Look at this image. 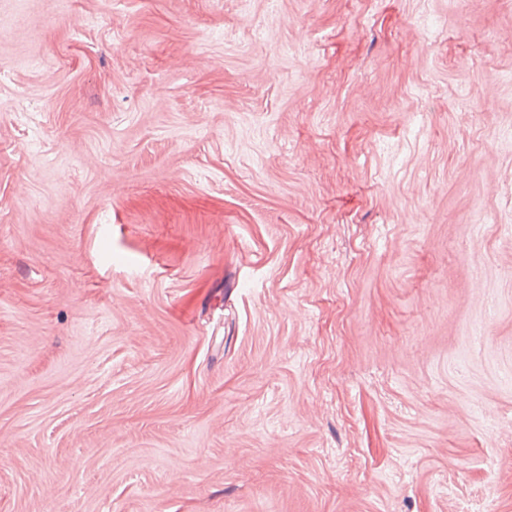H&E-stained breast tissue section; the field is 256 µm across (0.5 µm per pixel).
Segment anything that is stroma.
<instances>
[{
    "label": "stroma",
    "instance_id": "stroma-1",
    "mask_svg": "<svg viewBox=\"0 0 512 512\" xmlns=\"http://www.w3.org/2000/svg\"><path fill=\"white\" fill-rule=\"evenodd\" d=\"M512 0H0V512H512Z\"/></svg>",
    "mask_w": 512,
    "mask_h": 512
}]
</instances>
